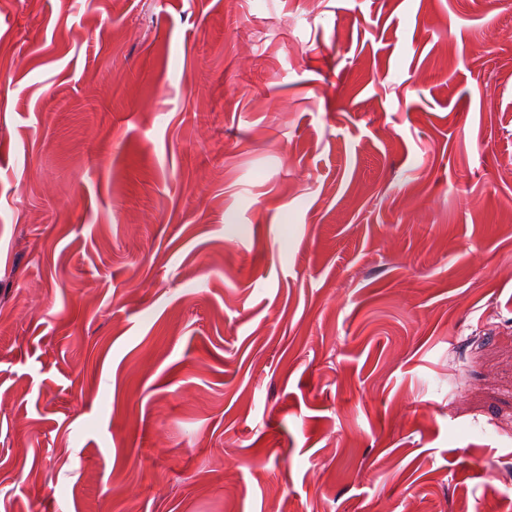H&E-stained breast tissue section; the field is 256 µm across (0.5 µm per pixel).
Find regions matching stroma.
I'll list each match as a JSON object with an SVG mask.
<instances>
[{
  "mask_svg": "<svg viewBox=\"0 0 512 512\" xmlns=\"http://www.w3.org/2000/svg\"><path fill=\"white\" fill-rule=\"evenodd\" d=\"M512 512V0H0V512Z\"/></svg>",
  "mask_w": 512,
  "mask_h": 512,
  "instance_id": "obj_1",
  "label": "stroma"
}]
</instances>
